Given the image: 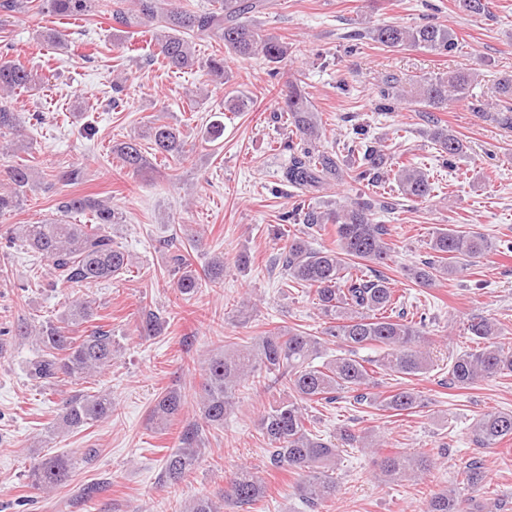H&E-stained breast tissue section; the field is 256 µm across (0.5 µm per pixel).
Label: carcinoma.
Segmentation results:
<instances>
[{
  "mask_svg": "<svg viewBox=\"0 0 512 512\" xmlns=\"http://www.w3.org/2000/svg\"><path fill=\"white\" fill-rule=\"evenodd\" d=\"M266 0H217L206 10L184 7L180 0H0V11L29 13L47 10L61 17L104 18L112 27H148L155 29L146 46L148 53L168 72L207 71L219 85L231 81L227 58L260 60L273 70L287 65L288 43L266 33L252 22L262 12ZM350 47L359 48L372 41L395 50L423 49L446 55L456 47L447 26L425 22L415 26L386 24L348 35ZM224 45V55L204 59L196 54V43ZM37 75L19 61L0 52V156L14 157L30 149L26 127L44 124V115L34 112L23 116L12 104L18 92L29 89ZM471 74L458 70L446 76L422 77L417 81L418 102L432 109H444L451 100L469 96ZM277 106L280 119L291 136L282 145L288 154L281 170V182L299 191L300 196L318 194L328 186L350 179L369 192L333 206L297 204L281 216L294 227L274 262L285 281L314 290L318 310L325 319L321 335L298 328L276 327L251 339L247 345L229 343L213 351L203 362L198 414L181 421L175 446L164 456L160 480L180 484L194 472L202 455L206 431L224 426L239 395L251 387L276 389L282 396L269 404L257 427L265 441L270 467L304 475L296 490L306 512H322L336 498L339 447L363 448L374 455L373 463L393 482L421 476L429 470L428 457L419 454L379 451L372 432L345 424L331 440L312 429L308 408L335 404L341 394L350 393L355 404L396 415L413 414L426 404V396L413 388L379 391L378 375L409 379L426 373L432 364L431 342L425 336V321H416L405 313L391 279L379 267L387 264L391 251V229L375 221L376 210L387 206L377 188H396L412 201L431 196L434 183L430 175L411 160H402L374 141L368 126L350 124L349 139L343 155L318 149L322 115L315 111L298 81L285 83ZM403 100L397 78L386 77L378 89L376 112H394ZM478 111L487 113L504 128H512V80H506L498 96L479 101ZM425 134L446 163L453 165L466 153L463 140L435 117L428 118ZM154 154L180 160L188 153L181 129L168 122H150L138 135L112 145V155L121 168L139 174L152 162L142 143ZM5 175L11 185L9 194H0V217L16 208L27 193L38 186L32 167L11 162ZM91 216V224H75V215ZM126 222L123 211L110 199L73 195L64 199L55 215L36 224H13L0 228L7 247L24 249L46 259L56 282L83 286L109 281L125 272L129 254L113 238L114 226ZM331 224L333 245L315 247L312 239ZM495 248L486 237L454 228L439 229L431 236L425 259L403 268L407 279L422 288H432L441 279L451 278L462 262ZM370 262L377 268H369ZM173 288L182 296H191L206 283L214 288L224 284V257L214 255L202 270L194 267L190 254L176 250L171 256ZM101 316L93 299L71 303L56 319L35 328L28 323L17 326L16 335L34 338L41 355L31 362L30 375L43 382L87 381L112 367L114 345L112 330L98 323ZM164 328L160 314L141 311L137 331L156 336ZM464 333L479 344L451 358L448 382L469 389L485 378L512 376V345L502 341L504 328L485 316H472L464 324ZM336 343V355L323 359L326 344ZM364 349H375L371 357H361ZM185 409L181 390L170 387L154 400L149 421L162 433L180 421ZM112 416V397L92 391L69 396L61 401L56 429L72 431ZM471 432L481 448L512 439V410H496L477 417ZM74 467L67 455L44 457L29 472L30 485L50 493L66 484ZM486 480L485 468L473 461L464 469L465 493L444 491L434 494L424 512H478L468 491L480 489ZM267 494L261 471L241 467L224 484L218 500L199 497L187 512H250Z\"/></svg>",
  "mask_w": 512,
  "mask_h": 512,
  "instance_id": "carcinoma-1",
  "label": "carcinoma"
}]
</instances>
